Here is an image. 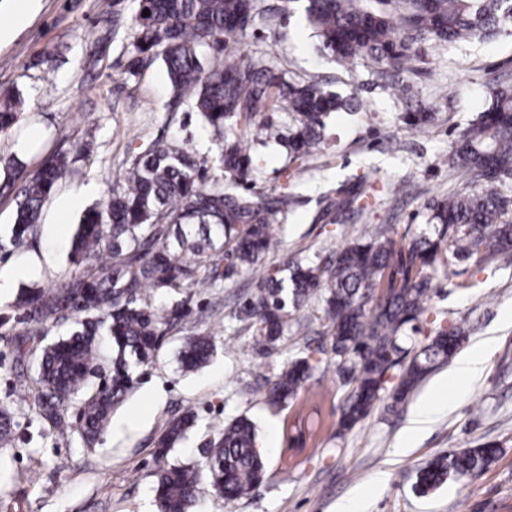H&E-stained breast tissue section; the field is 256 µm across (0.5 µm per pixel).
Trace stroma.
Here are the masks:
<instances>
[{
	"label": "stroma",
	"mask_w": 512,
	"mask_h": 512,
	"mask_svg": "<svg viewBox=\"0 0 512 512\" xmlns=\"http://www.w3.org/2000/svg\"><path fill=\"white\" fill-rule=\"evenodd\" d=\"M135 9L134 0H40L25 29L0 44V91L20 93L26 101L18 130L0 136V158L18 156L33 170L73 140L87 146L58 189L62 196L83 193L82 207L57 226L51 208H44L34 237L20 248L9 242L15 193L0 177V270L22 272L0 300V404H12L17 421L14 440L0 447V460L23 475L0 482V512H158L155 442L186 408L196 413L197 424L170 461L201 460L212 425L239 416L254 422L265 461L264 479L248 495L227 501L208 492L196 512H336L341 501L354 512H512V265L464 262L434 279L411 347L428 344L441 327L466 322L473 329L462 352L482 357L483 369L419 426L418 407L431 397L437 379L456 370L458 359L429 375L403 404L383 393L368 417L342 434L339 406L350 387L331 362L318 365L288 408L271 412L263 377L277 374L307 344H319L323 327L308 305L292 312L281 342L256 349L253 320L229 316L255 289L256 271L185 293L188 323L168 333L155 360L139 370L96 447H84L75 435L59 438L27 412L17 372L33 364L17 366L14 354V338L26 329L16 305L22 288H51L71 274L75 227L84 209L116 183L131 148L173 135L199 153L212 148L186 104L173 102L162 63L132 67ZM316 45L298 12L274 26L257 17L246 36L224 38V59L262 52L287 77L323 78L333 90H357L371 104L367 113H336L330 127L338 141L317 152L300 175L283 172L282 153L268 149L254 176V193L285 192L295 199L288 224L278 231L281 244L266 259L270 267L356 240L368 224L400 235L425 230V204L462 185L441 157L484 110L490 73L512 75V34L452 47L425 44V60L405 84L409 96L433 107L438 119L417 131L403 124L402 105L380 77L363 67L346 72ZM360 179L371 186L368 197L329 223L328 191ZM195 332L211 336L215 351L205 367L186 373L178 353L185 336ZM300 418L309 424V437L305 447L295 448L289 437ZM490 441L499 443L500 452L486 470L424 495L415 491L416 473L430 459Z\"/></svg>",
	"instance_id": "35a3bbf8"
}]
</instances>
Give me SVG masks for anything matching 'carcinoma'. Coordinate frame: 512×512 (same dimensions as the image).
I'll return each mask as SVG.
<instances>
[{"label": "carcinoma", "instance_id": "cac0c4a2", "mask_svg": "<svg viewBox=\"0 0 512 512\" xmlns=\"http://www.w3.org/2000/svg\"><path fill=\"white\" fill-rule=\"evenodd\" d=\"M136 2L133 65L162 60L174 96L191 93L188 107L215 151L201 156L174 139L150 142L125 162L121 188H111L106 201L76 225L70 278L54 288L21 291L28 328L18 339L16 360L41 348L34 376L21 379L22 398L50 431L75 433L88 448L134 388L137 369L152 362L164 336L190 315L187 302L157 304L154 295L221 285L240 270L260 267L276 250L275 225L288 223L292 198L282 192L266 200L250 191L264 161L252 144L278 145L287 160L283 170L301 171L325 141L333 114L367 111L356 90L342 96L319 82L288 80L262 53L224 62V34L252 29L259 0ZM298 5L322 52L349 71L363 66L391 79L419 70L424 43L491 40L512 28V0H282L277 11L291 14ZM487 88L486 108L443 159L465 177V186L427 204L429 235L397 240L377 227L305 264L265 267L256 291L233 311L235 318L256 321L261 346L282 340L289 308L314 302L322 312L329 345L292 359L268 380L270 409L288 407L320 353L352 385L338 419L340 429H351L369 415L391 379L394 401H404L466 341L465 330L452 326L414 354L401 345L407 330H417L435 274L473 257L512 264V197L502 191L512 181V83L501 74ZM278 101L294 126L275 118ZM404 103L401 119L408 127L435 122L423 103L408 97ZM23 104L18 93L0 94V135L11 132ZM84 154L76 141L33 172L16 158L5 162L16 186L11 245L24 244L36 230L73 160ZM367 193L363 179L336 186V210H347ZM51 325L69 334L46 344ZM213 351L210 336L187 337L181 369H201ZM394 368L396 375L390 374ZM195 419L193 411L183 412L157 439L159 512H192L207 491L233 501L264 477L256 428L246 417L211 432L203 461H169ZM15 426L14 411L1 406V445L12 441ZM496 456L492 445L438 456L418 471L415 487L427 494L451 478L484 470Z\"/></svg>", "mask_w": 512, "mask_h": 512}]
</instances>
